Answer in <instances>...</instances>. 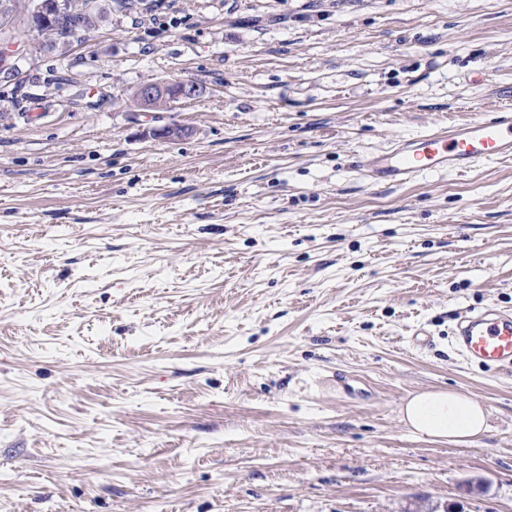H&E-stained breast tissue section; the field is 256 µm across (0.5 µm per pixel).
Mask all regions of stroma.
I'll use <instances>...</instances> for the list:
<instances>
[{
    "mask_svg": "<svg viewBox=\"0 0 512 512\" xmlns=\"http://www.w3.org/2000/svg\"><path fill=\"white\" fill-rule=\"evenodd\" d=\"M134 2L0 28V512H512V371L453 336L512 312V158L361 166L512 105V0ZM429 388L487 431L410 433ZM91 8L96 9V1H92L87 8H84V3L78 5V9L72 10L73 15L68 19V23L63 25V27H54L53 22L47 23L37 29L32 30V32H36L38 37H48L50 40L57 39V37H66L67 36V25H71L72 27H77L80 31H86L90 27L94 26V23L97 19V15L94 12L86 13ZM80 9H84L85 11L81 12ZM201 88L191 80L151 81L140 85L134 92L136 106L143 112H151L163 107L196 98ZM408 430L433 441L464 444L487 429L488 411L476 397L454 389H427L411 394L399 406Z\"/></svg>",
    "mask_w": 512,
    "mask_h": 512,
    "instance_id": "1",
    "label": "stroma"
}]
</instances>
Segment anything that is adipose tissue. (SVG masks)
Masks as SVG:
<instances>
[{
  "instance_id": "ef3b65f1",
  "label": "adipose tissue",
  "mask_w": 512,
  "mask_h": 512,
  "mask_svg": "<svg viewBox=\"0 0 512 512\" xmlns=\"http://www.w3.org/2000/svg\"><path fill=\"white\" fill-rule=\"evenodd\" d=\"M399 417L418 437L464 444L486 430L488 411L474 396L435 388L411 394L400 405Z\"/></svg>"
}]
</instances>
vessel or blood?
Here are the masks:
<instances>
[{
    "instance_id": "1",
    "label": "vessel or blood",
    "mask_w": 512,
    "mask_h": 512,
    "mask_svg": "<svg viewBox=\"0 0 512 512\" xmlns=\"http://www.w3.org/2000/svg\"><path fill=\"white\" fill-rule=\"evenodd\" d=\"M512 156V108L398 141L370 154L363 168L378 183L403 184L432 172H464ZM458 351L488 367L512 369V314L488 308L464 317L454 332Z\"/></svg>"
}]
</instances>
